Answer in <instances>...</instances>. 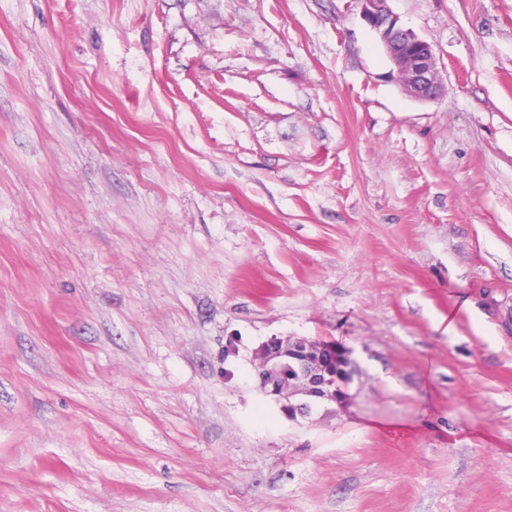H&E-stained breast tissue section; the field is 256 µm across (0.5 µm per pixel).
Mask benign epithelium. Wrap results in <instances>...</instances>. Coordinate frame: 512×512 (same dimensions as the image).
I'll use <instances>...</instances> for the list:
<instances>
[{
	"instance_id": "1",
	"label": "benign epithelium",
	"mask_w": 512,
	"mask_h": 512,
	"mask_svg": "<svg viewBox=\"0 0 512 512\" xmlns=\"http://www.w3.org/2000/svg\"><path fill=\"white\" fill-rule=\"evenodd\" d=\"M362 18L377 34L393 68L389 76L410 97L419 101L435 100L446 92L439 75L433 47L412 29L399 23L388 0H361ZM294 360V375L282 374V359ZM259 390L266 396L284 401L301 414L307 413V403L323 399L342 405L349 399L345 381L337 380L336 387L326 389L325 375L335 369L349 374L351 364H340V349L331 345L306 344V347H286V340L270 338L264 351L257 354Z\"/></svg>"
}]
</instances>
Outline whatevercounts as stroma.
I'll use <instances>...</instances> for the list:
<instances>
[{
  "instance_id": "stroma-1",
  "label": "stroma",
  "mask_w": 512,
  "mask_h": 512,
  "mask_svg": "<svg viewBox=\"0 0 512 512\" xmlns=\"http://www.w3.org/2000/svg\"><path fill=\"white\" fill-rule=\"evenodd\" d=\"M390 7L442 98L360 0H0V512H512V0ZM362 18L377 34L393 68L389 72L402 90L419 101L435 100L446 92L433 47L411 28L399 23L390 0H360ZM306 345L286 348V340L271 337L267 341L263 353L257 354V378L259 390L266 396H272L278 401H285L288 407L294 408L301 414L307 413V403L312 399H324L342 405L349 399L347 389L343 386L345 381L336 377V387L329 391L328 380L324 376L343 369L345 374L352 371L351 363L340 364V349L331 345L336 343L322 339L326 344H310L303 338L300 339ZM288 351V358L294 360L293 376L282 374V359ZM325 389V395L322 394Z\"/></svg>"
}]
</instances>
